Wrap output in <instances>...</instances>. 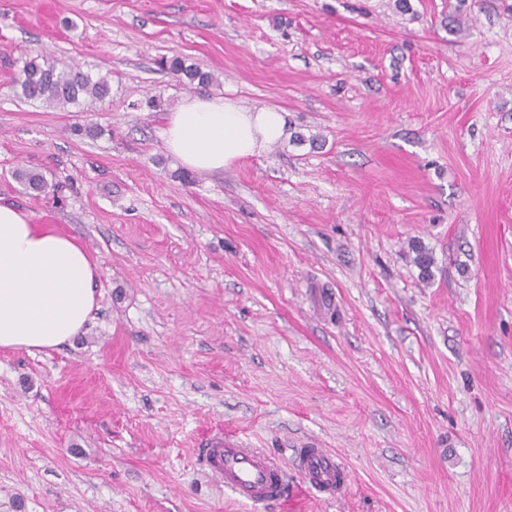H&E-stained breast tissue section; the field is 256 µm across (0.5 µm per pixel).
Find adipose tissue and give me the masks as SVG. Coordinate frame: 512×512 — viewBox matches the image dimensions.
I'll list each match as a JSON object with an SVG mask.
<instances>
[{
  "label": "adipose tissue",
  "instance_id": "obj_1",
  "mask_svg": "<svg viewBox=\"0 0 512 512\" xmlns=\"http://www.w3.org/2000/svg\"><path fill=\"white\" fill-rule=\"evenodd\" d=\"M287 135L278 109L195 96L167 114L164 143L185 168L213 173ZM99 275L76 237L0 203V348L35 354L72 343L95 318Z\"/></svg>",
  "mask_w": 512,
  "mask_h": 512
}]
</instances>
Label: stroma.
Listing matches in <instances>:
<instances>
[{"instance_id":"stroma-1","label":"stroma","mask_w":512,"mask_h":512,"mask_svg":"<svg viewBox=\"0 0 512 512\" xmlns=\"http://www.w3.org/2000/svg\"><path fill=\"white\" fill-rule=\"evenodd\" d=\"M45 2L0 0V202L78 236L101 297L73 344L0 349V512H512V0ZM36 55L110 98H18ZM198 94L304 141L181 182L161 129ZM221 433L348 488L239 501L197 461ZM161 66L171 71L175 75H180L187 80L189 85H206L214 80L213 74L203 71L201 68L193 65H186L185 61L180 58H172L170 60H161ZM15 180L27 191L37 194L45 193L48 182L44 175L37 170L18 168L14 172ZM292 459L303 483L326 499L335 498L348 485L345 465L325 448H294Z\"/></svg>"}]
</instances>
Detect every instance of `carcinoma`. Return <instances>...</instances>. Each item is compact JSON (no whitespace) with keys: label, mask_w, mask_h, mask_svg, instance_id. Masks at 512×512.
<instances>
[{"label":"carcinoma","mask_w":512,"mask_h":512,"mask_svg":"<svg viewBox=\"0 0 512 512\" xmlns=\"http://www.w3.org/2000/svg\"><path fill=\"white\" fill-rule=\"evenodd\" d=\"M161 66L175 75H180L193 85H206L214 80L213 74L193 65L185 64L180 58L161 60ZM14 87L24 99L45 104L54 108H66L89 99L103 101L111 94L108 77L93 78L78 67L57 68L56 64L39 57H29L23 61ZM15 180L27 191L41 194L47 191L48 182L44 175L28 168H18ZM415 253L414 264L422 279L433 277L435 258L431 251L420 244L412 246Z\"/></svg>","instance_id":"cac0c4a2"}]
</instances>
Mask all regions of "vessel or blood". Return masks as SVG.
Instances as JSON below:
<instances>
[{
	"label": "vessel or blood",
	"instance_id": "1",
	"mask_svg": "<svg viewBox=\"0 0 512 512\" xmlns=\"http://www.w3.org/2000/svg\"><path fill=\"white\" fill-rule=\"evenodd\" d=\"M202 468L226 491L251 504H270L288 496V471L272 453L249 448L239 439L224 436L203 443L198 455ZM294 466L303 483L327 499L348 485L345 465L324 448H297Z\"/></svg>",
	"mask_w": 512,
	"mask_h": 512
}]
</instances>
